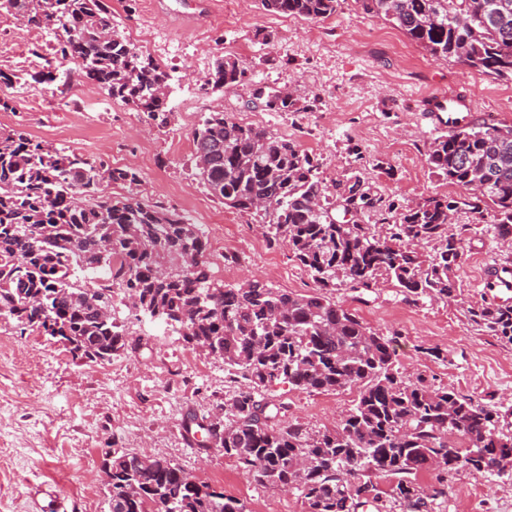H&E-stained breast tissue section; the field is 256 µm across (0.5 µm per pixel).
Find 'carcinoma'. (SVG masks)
<instances>
[{
    "mask_svg": "<svg viewBox=\"0 0 512 512\" xmlns=\"http://www.w3.org/2000/svg\"><path fill=\"white\" fill-rule=\"evenodd\" d=\"M336 2L261 0L268 11L310 21L334 14ZM362 5L431 57L455 58L512 81V0ZM0 10L59 32L57 52L76 61L83 78L145 121L169 124L170 73L119 31L106 0H0ZM245 76L238 61L219 57L201 89L229 88ZM252 96L274 112L295 106L291 94L266 86L254 87ZM194 144L198 176L213 196L260 217L269 244L288 246L319 288L344 286L359 302L381 276L415 302L456 297L466 239L452 224L461 208L478 219L491 215L498 237L512 244L511 125H471L435 138L429 169L463 194L407 206L370 196L351 177L333 192L295 141L222 112L202 117ZM490 165L495 174L486 184ZM105 181L135 184L139 177L21 130L0 132V310L18 327L68 341L75 359L110 361L126 347L112 317L118 289L187 344H210L224 370L248 387L233 398L227 421L209 423L202 440L216 439L256 484L298 491L306 512H357L368 499L379 500L367 479L373 473L395 479L388 497L402 512H429L448 496V474L463 467L512 478V435L499 427L498 412L422 377L401 380L397 333L372 329L357 310L324 294H295L258 280L236 288L216 283L197 225L134 194L103 200ZM351 210L374 213L386 231L345 223L340 215ZM425 244L433 245L426 259L417 249ZM164 264L176 270L160 278ZM467 315L512 345V304L473 305ZM279 383L357 395L339 426L310 431L276 421L257 399ZM105 456L108 512H246L240 500L188 481L164 458L110 449ZM422 470L437 472L430 492L417 480Z\"/></svg>",
    "mask_w": 512,
    "mask_h": 512,
    "instance_id": "cac0c4a2",
    "label": "carcinoma"
}]
</instances>
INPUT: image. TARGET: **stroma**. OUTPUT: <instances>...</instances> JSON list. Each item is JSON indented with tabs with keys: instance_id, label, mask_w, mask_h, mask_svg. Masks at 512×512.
Masks as SVG:
<instances>
[{
	"instance_id": "1",
	"label": "stroma",
	"mask_w": 512,
	"mask_h": 512,
	"mask_svg": "<svg viewBox=\"0 0 512 512\" xmlns=\"http://www.w3.org/2000/svg\"><path fill=\"white\" fill-rule=\"evenodd\" d=\"M210 17L185 27L156 12L153 0H112V17L127 39L148 32L140 48L173 75L169 125L147 124L128 106L86 81L77 62L54 68L50 83L0 82V130L23 129L43 144L80 152L110 168L136 171L137 185L103 184L104 196L137 194L196 224L231 221L228 252L208 253L216 281L232 287L246 280L301 294L317 286L286 246L269 245L253 216L209 194L195 169L193 133L204 113L221 111L247 125L252 115L311 154L329 183L358 175L371 194L407 204L458 189L432 174L426 152L436 129L420 123L415 96L464 86L475 97L472 123L512 125V81H496L457 60L431 57L398 27L366 13L361 0H338L320 21L266 11L258 0H209ZM28 37L30 56L13 58L16 37ZM55 34L27 27L0 11V71L41 70L53 58ZM239 61L241 83L203 92L197 75L217 56ZM292 89L293 112L256 111L254 85ZM37 108H30L31 100ZM455 228L468 243L456 270L459 296L448 302L413 303L381 279L366 303L344 289L328 297L357 308L371 328L397 333L395 368L401 379L424 377L461 394L490 397L504 432L512 434V345L472 326L469 304L483 302L479 280L487 264L506 261L491 218L474 222L458 212ZM127 348L105 362L73 358L56 339L19 330L0 315V512H33L30 492H56L67 512H108L103 451L148 453L177 465L197 480L223 488L248 512H305L298 492L257 486L223 452H199L186 431L190 416L208 420L245 390L244 379L222 361L195 353L165 325L127 304L117 308ZM438 349L440 357L430 356ZM206 364L203 374L176 373L185 355ZM280 405L284 423L310 430L336 426L356 393L313 392L278 384L265 391ZM232 471L233 482L222 475ZM448 495L436 512H512V490L491 473L459 470L448 477Z\"/></svg>"
}]
</instances>
